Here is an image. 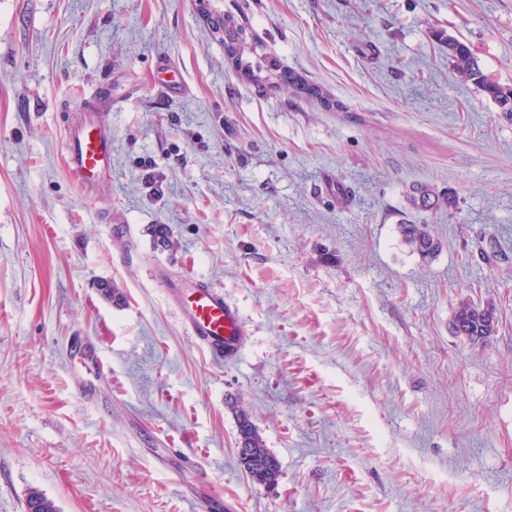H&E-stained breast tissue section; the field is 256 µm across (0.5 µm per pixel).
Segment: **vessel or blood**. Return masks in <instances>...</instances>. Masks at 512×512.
Masks as SVG:
<instances>
[{
	"instance_id": "vessel-or-blood-1",
	"label": "vessel or blood",
	"mask_w": 512,
	"mask_h": 512,
	"mask_svg": "<svg viewBox=\"0 0 512 512\" xmlns=\"http://www.w3.org/2000/svg\"><path fill=\"white\" fill-rule=\"evenodd\" d=\"M66 164L80 191L91 195L112 177V129L95 111L66 131ZM191 297L183 307L184 323L212 354L233 359L240 349L246 326L236 306L223 290L197 281L187 284Z\"/></svg>"
}]
</instances>
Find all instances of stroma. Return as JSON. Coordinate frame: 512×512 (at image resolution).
Masks as SVG:
<instances>
[{"mask_svg":"<svg viewBox=\"0 0 512 512\" xmlns=\"http://www.w3.org/2000/svg\"><path fill=\"white\" fill-rule=\"evenodd\" d=\"M211 3L338 108L243 77L197 0H0V512H512V117L430 36L512 85V0ZM98 86L87 198L65 129ZM419 184L456 209H410ZM162 269L237 306L233 361ZM463 297L495 304L490 342L454 334ZM238 406L276 486L237 464ZM66 164L80 191L90 196L112 177V128L99 112H87L66 131ZM404 243L422 260L429 261L441 250V242L436 239L427 224H400Z\"/></svg>","mask_w":512,"mask_h":512,"instance_id":"obj_1","label":"stroma"}]
</instances>
